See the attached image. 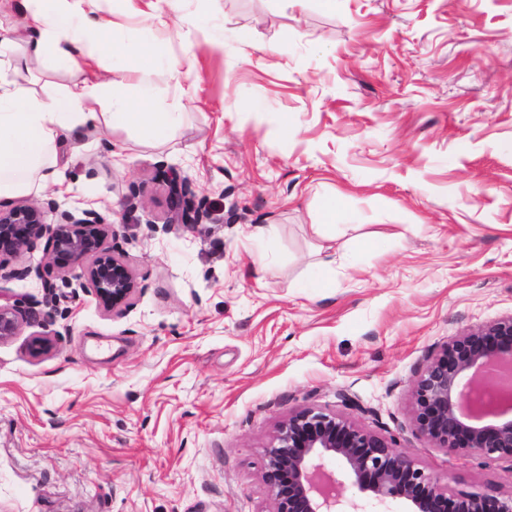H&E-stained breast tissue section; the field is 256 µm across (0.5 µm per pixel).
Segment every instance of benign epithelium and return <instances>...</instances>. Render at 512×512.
<instances>
[{"label": "benign epithelium", "mask_w": 512, "mask_h": 512, "mask_svg": "<svg viewBox=\"0 0 512 512\" xmlns=\"http://www.w3.org/2000/svg\"><path fill=\"white\" fill-rule=\"evenodd\" d=\"M170 224H200L207 212L187 183L172 177ZM57 222L46 231V213ZM49 234L45 249L53 267L81 269L79 287L91 288L114 312L138 289L136 279L106 245L113 225L94 210L77 216L21 203L0 208V254L34 246ZM24 318L0 304V340L15 335ZM419 433L435 448L512 461V418L481 423L490 414L512 415V315L451 338L414 383ZM262 480L270 512H367L365 503L399 500L404 512H512V495L499 499L477 491H452L419 468L392 440L335 412L301 410L282 421L265 450ZM359 496L346 498L345 483Z\"/></svg>", "instance_id": "7a95c632"}]
</instances>
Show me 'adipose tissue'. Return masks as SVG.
<instances>
[{
  "instance_id": "1",
  "label": "adipose tissue",
  "mask_w": 512,
  "mask_h": 512,
  "mask_svg": "<svg viewBox=\"0 0 512 512\" xmlns=\"http://www.w3.org/2000/svg\"><path fill=\"white\" fill-rule=\"evenodd\" d=\"M68 0H22L26 40L0 33V50L24 44L27 57L79 65L102 53L97 33L103 22L94 14H77ZM178 113L134 109L123 89L104 96L99 84L66 87L49 98L30 93L14 80L0 77V200L27 191L35 180L57 182L58 140L77 126L105 121L115 129L135 128L157 143L165 142Z\"/></svg>"
}]
</instances>
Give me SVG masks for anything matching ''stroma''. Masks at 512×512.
<instances>
[{"instance_id": "stroma-1", "label": "stroma", "mask_w": 512, "mask_h": 512, "mask_svg": "<svg viewBox=\"0 0 512 512\" xmlns=\"http://www.w3.org/2000/svg\"><path fill=\"white\" fill-rule=\"evenodd\" d=\"M82 7L152 49L149 105L182 119L162 145L84 124L57 146L63 184L12 199L99 212L138 289L115 313L33 275L42 247L0 256V300L28 314L0 339V512H268L265 449L306 408L450 488L512 494V463L419 434L413 394L448 340L512 315V0ZM111 66L0 56L41 95L106 74L134 93ZM171 175L208 220L168 223Z\"/></svg>"}]
</instances>
